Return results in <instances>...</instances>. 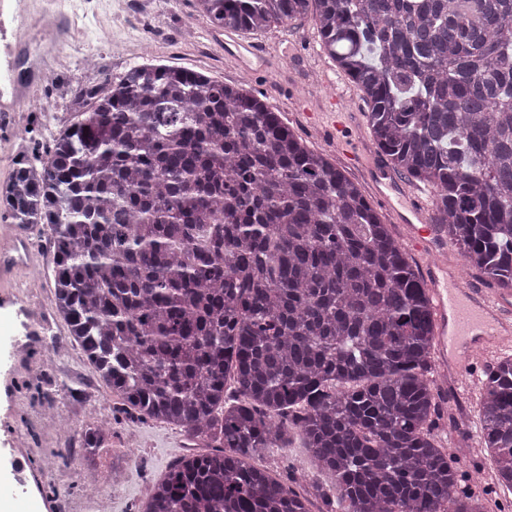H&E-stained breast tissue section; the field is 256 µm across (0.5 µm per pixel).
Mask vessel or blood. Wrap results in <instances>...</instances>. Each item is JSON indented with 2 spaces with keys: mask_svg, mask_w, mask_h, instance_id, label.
I'll return each instance as SVG.
<instances>
[{
  "mask_svg": "<svg viewBox=\"0 0 512 512\" xmlns=\"http://www.w3.org/2000/svg\"><path fill=\"white\" fill-rule=\"evenodd\" d=\"M224 52L237 66L255 70V49L228 37ZM375 189L384 206L403 224L417 251L430 255L442 249L437 225L428 219L426 201L411 192L385 171L377 172ZM431 294L437 325L436 355L445 364H462L476 368L477 357H488L494 350L512 345V302L501 295L487 294L464 287L457 275L446 267L433 264ZM13 481L10 491L26 496L31 486L25 475L22 449L11 453Z\"/></svg>",
  "mask_w": 512,
  "mask_h": 512,
  "instance_id": "1",
  "label": "vessel or blood"
}]
</instances>
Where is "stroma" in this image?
<instances>
[{
    "label": "stroma",
    "mask_w": 512,
    "mask_h": 512,
    "mask_svg": "<svg viewBox=\"0 0 512 512\" xmlns=\"http://www.w3.org/2000/svg\"><path fill=\"white\" fill-rule=\"evenodd\" d=\"M112 2L57 0L60 22L54 37L43 43L25 44L17 63L19 70L40 64L45 54L55 52L59 58L51 72L21 85L19 106L0 118V184L9 181L18 161L32 153L31 142L18 137L17 128L31 129L37 139H49L68 127L76 112L88 104V91H102L107 79L134 65L152 62L197 71L212 80L262 94L268 106L279 112L311 149L327 155L360 186L392 234L405 240L403 226L394 223L374 189L376 170L390 169L391 164L371 135L359 88L350 86L348 98L337 106L349 135L347 147L339 146L337 129L323 116L329 100L327 81L335 77L336 69L321 52L313 15L302 16L295 25L234 31V38L255 46L267 60L262 71L246 73L226 60L223 29L198 11L195 0H124L118 9L113 8ZM112 26L126 29L129 43L125 53H110L93 37L98 28ZM189 27L194 30L190 39L185 36ZM90 54L99 60L93 69L83 66L84 57ZM30 95L36 97V104L27 103ZM52 249L53 243L43 229L29 234L27 252L32 260L15 265L11 272L17 307L0 308V342L10 336L26 335L17 313L31 307L48 313L46 333L60 340L56 367L36 379L30 376L29 368L42 358V343H30L23 353L0 356V483L9 477L11 449L21 448L27 453L33 484L30 496L24 499L0 494V512H43L47 507L52 512H140L153 486L193 444L179 429L139 418L126 410L116 393L101 386L81 347L71 339L66 323L54 317L52 288L33 297L28 282L37 274L50 277V267L41 264L40 259ZM411 256L418 270H426L429 263L435 262L459 272L471 287H495L478 270L463 267L456 243H448L446 251L429 257L416 250ZM471 378V372L435 365L433 380L443 399L460 412L461 418L456 423L439 421L434 434L457 460L474 492L483 496L486 512H498L496 496L487 492L490 469L480 460L477 399L464 388L465 381ZM56 410L62 412L64 421L72 422L81 431L110 421L113 453H123L132 444L142 456L140 466L116 470L108 499L96 503L90 494L104 477L106 459L100 457L95 463H88L76 442L67 450H58L53 432L42 422L45 413ZM258 462L283 481L289 475L304 472L301 488L305 491L317 483L327 487L334 483L330 474L310 466L302 441L295 434L288 447L266 449Z\"/></svg>",
    "instance_id": "1"
}]
</instances>
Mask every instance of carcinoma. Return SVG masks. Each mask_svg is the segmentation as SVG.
Segmentation results:
<instances>
[{"mask_svg": "<svg viewBox=\"0 0 512 512\" xmlns=\"http://www.w3.org/2000/svg\"><path fill=\"white\" fill-rule=\"evenodd\" d=\"M229 29L314 8L376 145L435 191L467 268L512 288V0H197ZM6 218L44 224L57 313L140 417L206 442L142 512H310L251 463L298 433L339 512H484L432 430V300L358 186L264 100L143 63L22 163ZM479 418L512 493V358ZM112 427L85 430L104 447Z\"/></svg>", "mask_w": 512, "mask_h": 512, "instance_id": "1", "label": "carcinoma"}]
</instances>
